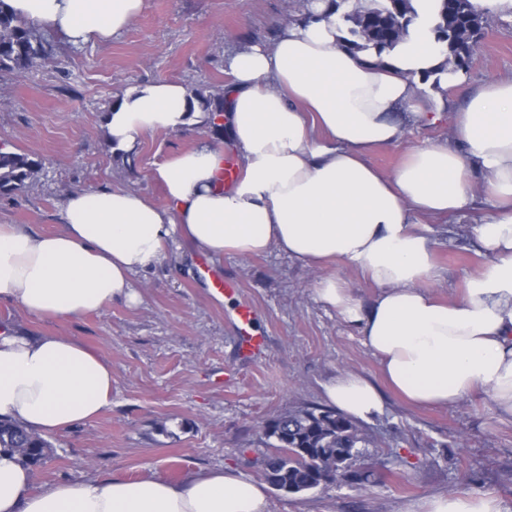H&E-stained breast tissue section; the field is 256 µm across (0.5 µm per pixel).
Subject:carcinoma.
<instances>
[{
  "mask_svg": "<svg viewBox=\"0 0 512 512\" xmlns=\"http://www.w3.org/2000/svg\"><path fill=\"white\" fill-rule=\"evenodd\" d=\"M350 0H330L328 14L351 24L346 46L353 52L383 50L393 46L408 31L412 0H369L345 9ZM485 16L471 0H438L437 41L447 48L448 73L467 72L474 59V46L483 36ZM55 54L54 45L24 20L4 11L0 0V70L33 68ZM211 115L213 130L221 131L216 116L224 112V91L206 96L196 93ZM43 168L29 154L0 152V195L25 189ZM268 439L261 457L265 480L278 490L303 492L319 486L358 483L367 472L352 468L365 442L356 424L334 408H304L285 413L264 426ZM0 447L17 452L30 469L43 465L54 453L52 444L39 435L8 421H0Z\"/></svg>",
  "mask_w": 512,
  "mask_h": 512,
  "instance_id": "cac0c4a2",
  "label": "carcinoma"
}]
</instances>
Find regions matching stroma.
Wrapping results in <instances>:
<instances>
[{"instance_id":"35a3bbf8","label":"stroma","mask_w":512,"mask_h":512,"mask_svg":"<svg viewBox=\"0 0 512 512\" xmlns=\"http://www.w3.org/2000/svg\"><path fill=\"white\" fill-rule=\"evenodd\" d=\"M303 6L304 0H145L110 42L74 45L55 34L52 60L0 72V143L44 163L43 176L23 192L0 195V224L60 232V207L73 189L130 187L165 205L151 170L195 146L200 132L147 135L135 167H128L105 125L112 101L134 83L193 89L230 82L225 55L243 43H272L279 23ZM511 75L512 19L491 15L469 71L439 95L456 105L464 89ZM447 136L444 119L412 128L404 145L375 149L369 161L389 173L406 147ZM486 210L479 196L465 215L435 225L442 278L432 291L440 299L455 297L484 263L471 228ZM328 270L370 304L376 287L339 262L324 269L274 250L218 259L185 246L169 248L135 277L134 305L114 301L78 319L44 320L0 300L1 328L71 337L112 368L110 405L95 419L48 434L55 453L33 471L32 489L99 476L178 482L226 466L261 479L263 426L299 408L325 406L324 384L353 372L384 391L382 413L360 425L368 441L356 466L373 469V477L296 494L271 490V512H424L429 497L457 493L492 494L501 512H512V418L486 396L416 408L387 390L356 325L315 294ZM224 278L238 284V294L215 293ZM242 302L254 308L253 331L265 339L256 358L240 351L233 316Z\"/></svg>"}]
</instances>
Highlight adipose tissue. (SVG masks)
Returning a JSON list of instances; mask_svg holds the SVG:
<instances>
[{"mask_svg": "<svg viewBox=\"0 0 512 512\" xmlns=\"http://www.w3.org/2000/svg\"><path fill=\"white\" fill-rule=\"evenodd\" d=\"M23 20L73 44L104 42L144 0H4ZM417 17L383 52L349 51L326 0H307L272 45L227 55L232 81L223 137L158 163L160 208L127 188L74 189L56 234L0 225V300L41 318L76 319L115 299L136 301L135 274L181 238L220 258L277 250L322 266L339 261L378 292L362 305L336 274L316 296L357 325L392 388L408 404L441 407L484 394L512 417V77L468 90L452 112L450 139L410 148L384 173L369 151L401 143L407 127L435 123L422 78L450 82L433 31L436 0H413ZM210 115L177 82L126 87L106 115L112 149L133 152L156 131L204 130ZM239 178L225 185L224 145ZM483 192L491 208L472 228L486 256L456 299L431 292L439 270L432 224L455 217ZM338 412L367 420L384 400L363 376L326 383ZM112 368L66 336L0 329V418L55 432L96 417L111 402ZM0 512H270L267 487L233 468L179 482L95 478L31 489L18 455L0 448ZM425 512H501L497 498L435 495Z\"/></svg>", "mask_w": 512, "mask_h": 512, "instance_id": "ef3b65f1", "label": "adipose tissue"}]
</instances>
